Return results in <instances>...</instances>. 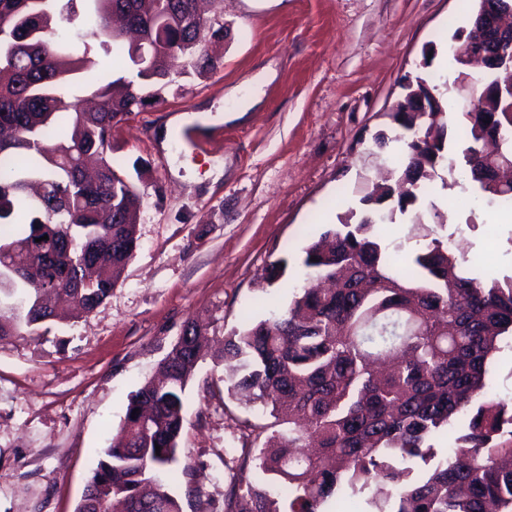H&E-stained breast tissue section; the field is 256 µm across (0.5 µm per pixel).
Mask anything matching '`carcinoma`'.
Instances as JSON below:
<instances>
[{
  "label": "carcinoma",
  "instance_id": "obj_1",
  "mask_svg": "<svg viewBox=\"0 0 512 512\" xmlns=\"http://www.w3.org/2000/svg\"><path fill=\"white\" fill-rule=\"evenodd\" d=\"M116 15L140 44L112 35ZM221 31L197 0H0V224L9 228L0 234V294L20 301L18 311L0 309V341L52 319L43 295L70 297L80 314L109 297L137 245L123 216L142 204L112 162V127L144 106L146 87L216 70L203 40ZM94 42L125 63L139 51L147 60L133 78L89 91L78 78L93 64ZM418 130L390 177L366 186L362 210L304 246V284L288 308L224 337L228 392L274 418L259 427L266 441L253 460L278 486L273 494L241 469L224 512H324L332 497H362L369 512H512V398L487 378L488 360L512 345V278L470 275L448 214L419 206L445 170L448 187L512 214V181L478 164L489 157L512 169V110L463 112L452 129L446 113L432 112ZM451 138L463 144L457 161L445 154ZM91 151L103 168L77 193ZM402 182L406 191L395 193ZM404 215L422 245L400 262L376 226ZM33 243L38 263L15 262ZM64 248L66 274L50 258ZM202 336L189 322L160 377L132 395L77 512L116 503L121 512H182L159 473L176 460ZM143 407L148 417L132 415ZM462 417L454 447L437 456L431 439Z\"/></svg>",
  "mask_w": 512,
  "mask_h": 512
}]
</instances>
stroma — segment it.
Returning a JSON list of instances; mask_svg holds the SVG:
<instances>
[{
    "label": "stroma",
    "instance_id": "1",
    "mask_svg": "<svg viewBox=\"0 0 512 512\" xmlns=\"http://www.w3.org/2000/svg\"><path fill=\"white\" fill-rule=\"evenodd\" d=\"M478 0H224L216 72L189 74L112 129V157L143 197L137 247L111 296L77 318L0 342V512H76L99 453L132 394L158 370L188 321L212 339L287 307L303 283L302 248L359 209L385 158L373 136L405 76L454 77L457 36ZM432 48L431 63L423 51ZM272 76L250 112L232 91ZM200 121L170 129L171 119ZM473 273L512 277V223L472 193L434 181ZM286 259L284 275L264 268ZM186 420L168 484L182 512H224L233 449L270 422L229 395L206 349L184 394Z\"/></svg>",
    "mask_w": 512,
    "mask_h": 512
}]
</instances>
